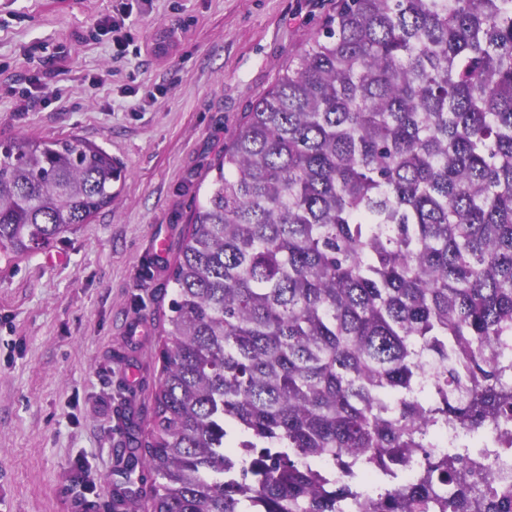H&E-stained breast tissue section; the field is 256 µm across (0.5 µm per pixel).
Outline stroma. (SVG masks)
Wrapping results in <instances>:
<instances>
[{"label":"stroma","instance_id":"stroma-1","mask_svg":"<svg viewBox=\"0 0 512 512\" xmlns=\"http://www.w3.org/2000/svg\"><path fill=\"white\" fill-rule=\"evenodd\" d=\"M336 0H0V139L74 135L121 193L33 254L0 255V512H124L130 420L159 389L170 261L224 146ZM132 41L112 42V19ZM147 335H130L132 323Z\"/></svg>","mask_w":512,"mask_h":512}]
</instances>
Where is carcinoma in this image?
I'll return each instance as SVG.
<instances>
[{
    "label": "carcinoma",
    "mask_w": 512,
    "mask_h": 512,
    "mask_svg": "<svg viewBox=\"0 0 512 512\" xmlns=\"http://www.w3.org/2000/svg\"><path fill=\"white\" fill-rule=\"evenodd\" d=\"M170 280L150 512H343L358 457L512 424V0H339L245 113ZM112 154L0 140V248L112 204ZM435 368L420 382L423 361ZM332 456L346 487L312 468ZM457 457L350 512H466Z\"/></svg>",
    "instance_id": "cac0c4a2"
}]
</instances>
